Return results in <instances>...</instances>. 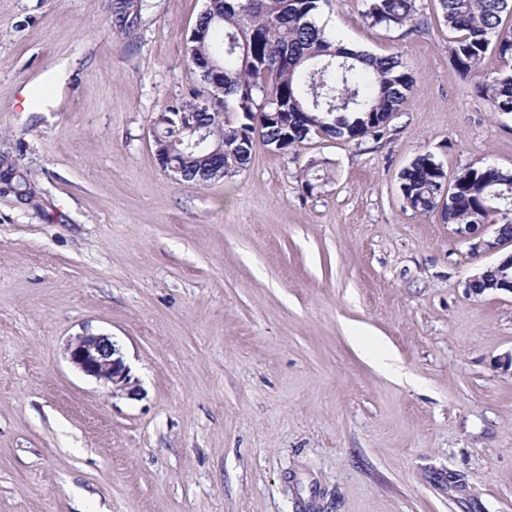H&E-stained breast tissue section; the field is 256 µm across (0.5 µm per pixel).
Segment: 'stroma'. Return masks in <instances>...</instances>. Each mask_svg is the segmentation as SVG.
I'll use <instances>...</instances> for the list:
<instances>
[{
    "instance_id": "1",
    "label": "stroma",
    "mask_w": 512,
    "mask_h": 512,
    "mask_svg": "<svg viewBox=\"0 0 512 512\" xmlns=\"http://www.w3.org/2000/svg\"><path fill=\"white\" fill-rule=\"evenodd\" d=\"M115 2L0 0V512H512V294H472L497 257L400 191L426 152L512 171V114L458 75L445 27L335 0L327 34L401 55L408 108L377 141H255L199 187L151 129L200 84L204 0ZM85 333L140 396L69 363ZM418 0H366L362 13L363 21L369 26L386 30L403 29L407 32L423 33L428 20L417 5Z\"/></svg>"
}]
</instances>
